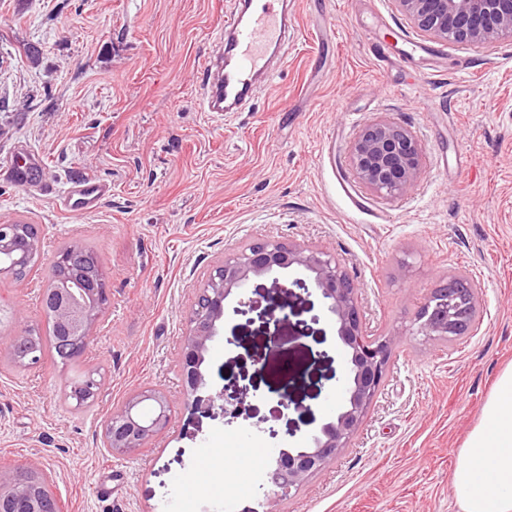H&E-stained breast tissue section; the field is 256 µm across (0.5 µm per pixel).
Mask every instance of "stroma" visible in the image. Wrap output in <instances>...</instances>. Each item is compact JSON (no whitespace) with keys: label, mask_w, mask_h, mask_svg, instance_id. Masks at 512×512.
Returning a JSON list of instances; mask_svg holds the SVG:
<instances>
[{"label":"stroma","mask_w":512,"mask_h":512,"mask_svg":"<svg viewBox=\"0 0 512 512\" xmlns=\"http://www.w3.org/2000/svg\"><path fill=\"white\" fill-rule=\"evenodd\" d=\"M232 0H0V224L41 229L36 271L0 276V470L51 473L59 512H255L256 460L296 445L340 401L336 332L319 294L288 275L250 289L286 305L227 312L209 352L214 390L246 391L232 424L197 409L183 384L182 338L197 291L225 254L257 238L338 256L358 280L369 335L392 333L380 393L350 448L278 512H460L456 452L512 363V41L436 42L431 69L381 71L373 16L425 37L395 0H304L298 37L273 86L242 112L202 110L197 69ZM37 49L29 59L26 48ZM388 119L423 147L413 190L377 196L354 176L351 142ZM41 154L51 194L13 182L20 153ZM92 176L112 194L75 217L57 194ZM67 243L100 253L109 302L82 362L99 371L93 402L67 399L52 356L9 364L8 336L45 328L41 293ZM451 275L473 279L479 316L451 342L407 335L427 295ZM278 335L293 362V404L276 413ZM142 387L172 406L161 435L131 457L109 451L103 425ZM233 451L234 466L225 453Z\"/></svg>","instance_id":"obj_1"}]
</instances>
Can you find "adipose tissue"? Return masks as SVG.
<instances>
[{
    "label": "adipose tissue",
    "instance_id": "adipose-tissue-1",
    "mask_svg": "<svg viewBox=\"0 0 512 512\" xmlns=\"http://www.w3.org/2000/svg\"><path fill=\"white\" fill-rule=\"evenodd\" d=\"M451 481L461 512H512V366L499 374L458 448Z\"/></svg>",
    "mask_w": 512,
    "mask_h": 512
}]
</instances>
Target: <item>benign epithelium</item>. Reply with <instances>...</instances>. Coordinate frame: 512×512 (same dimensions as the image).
Instances as JSON below:
<instances>
[{"instance_id": "obj_1", "label": "benign epithelium", "mask_w": 512, "mask_h": 512, "mask_svg": "<svg viewBox=\"0 0 512 512\" xmlns=\"http://www.w3.org/2000/svg\"><path fill=\"white\" fill-rule=\"evenodd\" d=\"M401 10L424 35L449 44L481 45L512 41V0H396ZM422 146L408 129L378 120L359 132L349 149V164L357 179L385 198L409 193L420 174ZM25 237L28 253L16 251V242ZM41 258V236L33 224H0V275L11 271L27 255ZM292 267L310 273L336 327L345 366V397L329 421L295 448H281L265 471L261 485L262 505L268 512L291 493L298 491L312 476L324 471L352 441L379 393L389 368L398 336H370L359 312L358 281L335 255L322 249L287 240L258 238L244 248L224 256L210 272L204 287L198 289L195 308L183 336L182 371L195 405L220 416L231 424L241 415L246 393L235 395L222 389L212 393L203 365L224 326L225 301L233 292L244 290L253 277H262ZM105 277L95 275L86 265L74 262L53 288L43 292L42 306L51 310L58 329V345L84 353L91 330L108 303ZM241 307L265 306L276 323L288 315L276 316L278 307L263 295L239 299ZM475 287L458 275L432 289L415 321L408 329L412 336L426 341H446L457 335L459 326L477 312ZM23 342L16 359L33 368L41 355L31 336H12ZM167 395L150 388H139L107 419L103 437L114 454L131 456L164 432L170 422ZM41 485L44 496L35 494L13 470H0V512H51V477L29 471Z\"/></svg>"}]
</instances>
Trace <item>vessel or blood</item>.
<instances>
[{"mask_svg":"<svg viewBox=\"0 0 512 512\" xmlns=\"http://www.w3.org/2000/svg\"><path fill=\"white\" fill-rule=\"evenodd\" d=\"M287 37V18L279 0H264L261 7H243L226 15L213 50L199 68L203 111H240L252 97L257 79L274 80L276 73L268 65V56ZM375 50L388 66L437 55L434 48L408 40L396 56L391 55L382 39L376 40ZM111 193V184L84 177L70 183L60 196V204L73 215H84L96 210Z\"/></svg>","mask_w":512,"mask_h":512,"instance_id":"1","label":"vessel or blood"}]
</instances>
